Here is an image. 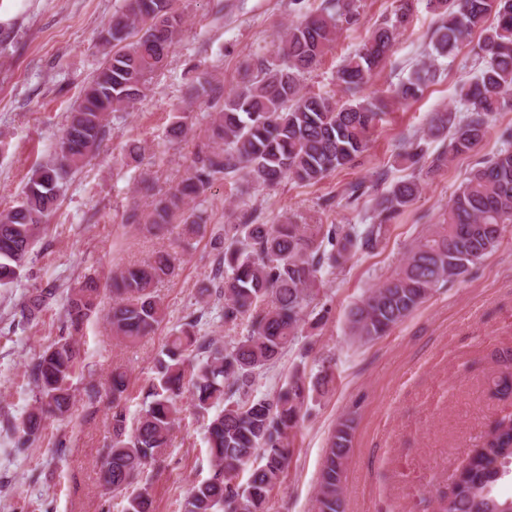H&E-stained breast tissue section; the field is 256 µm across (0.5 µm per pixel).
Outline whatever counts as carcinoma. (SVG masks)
Wrapping results in <instances>:
<instances>
[{
    "mask_svg": "<svg viewBox=\"0 0 512 512\" xmlns=\"http://www.w3.org/2000/svg\"><path fill=\"white\" fill-rule=\"evenodd\" d=\"M397 2L393 15L373 28L336 71L344 94L340 100L304 90L301 78L321 64L340 31L356 25L357 0H325L322 13L289 25L278 46L257 59L256 75L209 114V142L198 146L188 173L150 210L132 204L126 223L158 233L178 216L188 240L205 229L193 203L219 177L259 187L286 179L311 184L352 166L384 114L383 105L362 92L412 16L413 0ZM427 8L436 18L431 50L394 86L395 104L421 98L436 78L438 61L456 57L472 34L480 33L476 72L457 88L465 111L435 113L425 132L444 137L442 151L426 165L420 143H408L398 157L410 174L372 196L368 224H258L244 216L215 235L217 257L200 295H215L224 303L212 312L190 314L167 339L131 424L122 404L127 374L119 367L112 370V443L100 463V482L107 493L124 496V512H151L150 487L142 478L170 447L186 392L206 419L211 473L190 487L181 512H263L287 467L290 433L302 417L309 388L297 372L275 393L257 396V379L299 339L323 274L358 251L377 249L388 225L420 197L422 172L432 173L475 150L497 115L512 109V0H427ZM181 24L173 0H124L112 15L102 37V45L112 50L74 104L58 156L34 167L21 200L0 210V288L17 281L57 206L63 182L99 149L107 114L142 96L178 43ZM507 224H512V143L475 165L450 199L444 222L420 237L399 270L349 310L351 335L365 343L388 333L436 288L459 279L492 252ZM177 261L178 253L163 252L112 277L107 318L114 337L134 344L161 323L164 306L156 284L174 273ZM56 297L52 287L28 292L14 328L31 325ZM98 298L93 280L70 289L61 334L30 368L37 389L34 405L8 424L13 455L25 454L48 421L70 416L79 357L73 333L98 307ZM215 319L232 325L245 321L247 333L221 344L204 330ZM351 443L349 421L337 423L320 473L317 512H344ZM256 457L260 463L250 466ZM511 466L512 419L503 418L456 475L441 512H512V497L495 492ZM244 470L248 477L241 483Z\"/></svg>",
    "mask_w": 512,
    "mask_h": 512,
    "instance_id": "obj_1",
    "label": "carcinoma"
}]
</instances>
